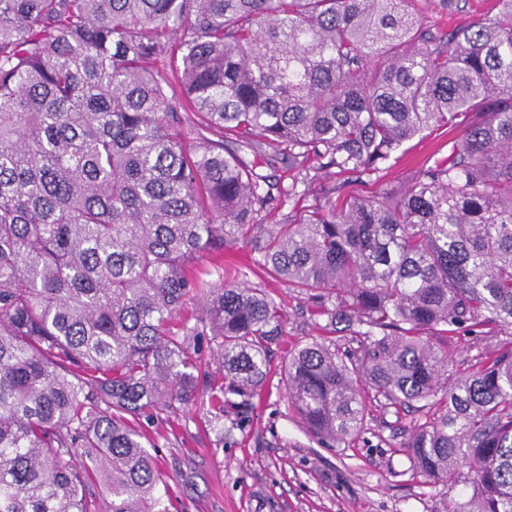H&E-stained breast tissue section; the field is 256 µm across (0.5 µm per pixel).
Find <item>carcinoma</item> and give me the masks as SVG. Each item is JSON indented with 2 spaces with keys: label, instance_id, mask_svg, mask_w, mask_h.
Listing matches in <instances>:
<instances>
[{
  "label": "carcinoma",
  "instance_id": "cac0c4a2",
  "mask_svg": "<svg viewBox=\"0 0 512 512\" xmlns=\"http://www.w3.org/2000/svg\"><path fill=\"white\" fill-rule=\"evenodd\" d=\"M412 2L0 0V512H168L140 419L206 395L224 440L283 335L281 302L201 263L282 194L257 169L369 178L456 128L403 190L254 236V275L350 327L285 361L317 440L359 435L368 388L417 414L401 447L445 512H512V0L446 31Z\"/></svg>",
  "mask_w": 512,
  "mask_h": 512
}]
</instances>
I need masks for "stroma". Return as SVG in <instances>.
Listing matches in <instances>:
<instances>
[{"label":"stroma","mask_w":512,"mask_h":512,"mask_svg":"<svg viewBox=\"0 0 512 512\" xmlns=\"http://www.w3.org/2000/svg\"><path fill=\"white\" fill-rule=\"evenodd\" d=\"M493 0H459L455 11L439 0H415L427 21L441 27L463 26L487 13ZM448 154V137L434 132L405 143L395 159L361 187L335 169L318 181L293 185L287 163L275 171L296 193L258 216L264 229L302 218L322 204L328 188L371 194L382 188L403 190L430 157ZM281 300L286 322L272 353V374L251 408L224 414V436L207 423V399L178 407L162 422L144 423L167 484L169 512H442L446 491L417 476L400 445L409 436L411 413L385 411L369 402L364 427L354 439L324 447L288 403L280 369L298 344L323 334V319L304 313L303 294L287 283L266 280Z\"/></svg>","instance_id":"1"}]
</instances>
